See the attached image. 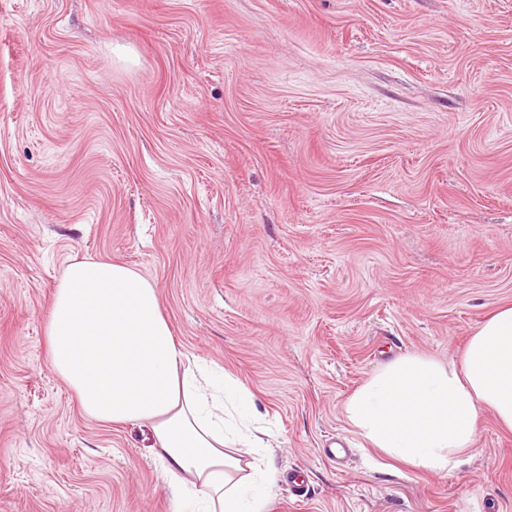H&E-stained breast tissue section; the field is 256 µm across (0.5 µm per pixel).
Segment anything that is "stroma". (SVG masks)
<instances>
[{"mask_svg": "<svg viewBox=\"0 0 512 512\" xmlns=\"http://www.w3.org/2000/svg\"><path fill=\"white\" fill-rule=\"evenodd\" d=\"M85 259L253 393L267 512H512L491 412L448 473L343 414L512 304V0H0V512H173L149 427L88 420L48 360Z\"/></svg>", "mask_w": 512, "mask_h": 512, "instance_id": "obj_1", "label": "stroma"}]
</instances>
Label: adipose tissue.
I'll return each mask as SVG.
<instances>
[{"label":"adipose tissue","instance_id":"adipose-tissue-1","mask_svg":"<svg viewBox=\"0 0 512 512\" xmlns=\"http://www.w3.org/2000/svg\"><path fill=\"white\" fill-rule=\"evenodd\" d=\"M45 335L52 368L87 418L150 425L174 512H267L274 470L257 463L240 476L241 460L229 450L257 415L254 396L228 374L185 368L153 282L121 263L72 262ZM485 410L512 431L511 305L481 324L459 362L397 358L344 403L368 447L434 473L461 465Z\"/></svg>","mask_w":512,"mask_h":512}]
</instances>
